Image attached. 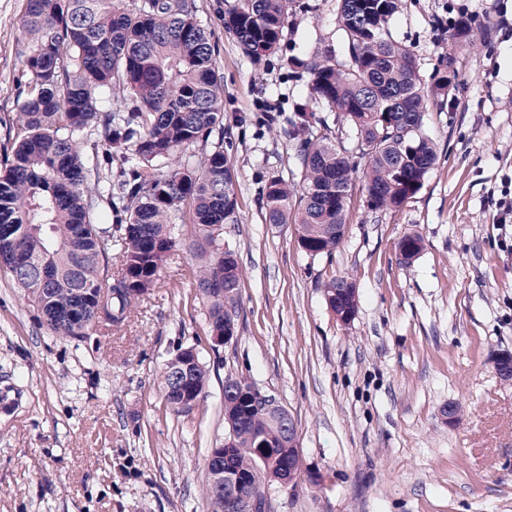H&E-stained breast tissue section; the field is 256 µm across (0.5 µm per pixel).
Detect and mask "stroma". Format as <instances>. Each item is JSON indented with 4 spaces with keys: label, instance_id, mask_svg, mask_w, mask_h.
<instances>
[{
    "label": "stroma",
    "instance_id": "obj_1",
    "mask_svg": "<svg viewBox=\"0 0 512 512\" xmlns=\"http://www.w3.org/2000/svg\"><path fill=\"white\" fill-rule=\"evenodd\" d=\"M237 2H193L224 76L236 337L212 349L182 245L123 326L81 339L53 335L0 268V512H207L205 459L224 442L230 374L274 394L297 424L302 477L267 485L271 512H512V384L493 363L512 352V219L498 207L512 195V0H398L389 31L426 80L448 51V24L473 22L474 46L456 51L458 86L424 114L438 160L396 211L372 212L356 184L341 244L316 257L292 225L266 222L259 193L268 179H298L288 120L309 102L311 76L287 60L339 47V2L303 0L258 64L224 28ZM23 10L24 0H0V168L28 82ZM408 234L423 249L406 264ZM347 276L357 312L344 323L323 288ZM188 345L208 383L177 413L160 375Z\"/></svg>",
    "mask_w": 512,
    "mask_h": 512
}]
</instances>
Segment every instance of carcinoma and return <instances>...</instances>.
Wrapping results in <instances>:
<instances>
[{
  "mask_svg": "<svg viewBox=\"0 0 512 512\" xmlns=\"http://www.w3.org/2000/svg\"><path fill=\"white\" fill-rule=\"evenodd\" d=\"M292 2L240 0L224 27L259 62L277 51ZM396 11V0H340L342 51L304 63L311 99L326 114L300 108L288 130L301 148L299 182L272 178L261 192L268 223L294 225L297 244L318 256L342 241L337 225L347 224L356 179L372 211H395L437 159L423 115L457 85L454 52L432 81L423 80L412 50L388 35ZM21 28L30 81L17 144L0 172V266L58 336L80 338L101 322L121 326L181 243L189 209L188 249L209 325L236 324L242 271L220 256L215 235L238 223L235 170L222 141L198 162L188 152L224 120V77L192 0H26ZM115 97L132 101L134 111L112 110ZM93 134L87 157L81 144ZM100 202L104 228L92 221ZM114 250L126 288L116 296V276L104 265ZM207 380L199 359L188 382L199 399ZM161 385L167 404L186 410L168 364ZM224 420L235 432L228 463L261 479L257 444L279 445L283 425L231 400ZM232 495L207 484L208 512H230Z\"/></svg>",
  "mask_w": 512,
  "mask_h": 512,
  "instance_id": "1",
  "label": "carcinoma"
}]
</instances>
